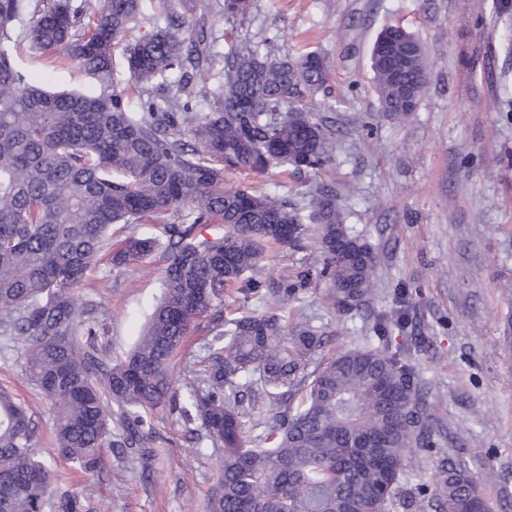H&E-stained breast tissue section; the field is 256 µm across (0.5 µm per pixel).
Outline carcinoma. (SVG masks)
<instances>
[{
	"label": "carcinoma",
	"instance_id": "cac0c4a2",
	"mask_svg": "<svg viewBox=\"0 0 512 512\" xmlns=\"http://www.w3.org/2000/svg\"><path fill=\"white\" fill-rule=\"evenodd\" d=\"M145 0H50L35 8L25 37L49 59L76 62L90 92H50L14 65L23 0H0V337L17 351L26 380L50 401L58 454L90 471L104 448H142L144 415L163 406L191 442L224 449L206 512H393L406 506L401 479L436 447L417 365L389 346L313 361L323 338L276 312L232 313L224 298L267 294L286 303L323 280L342 312L373 294V246L347 224L342 192L317 180L295 204L277 194L224 187L227 172L273 167L321 172L336 134L308 109L328 80L324 61L275 53L273 40L242 41L224 56V92L208 112L190 103L189 81L212 57L206 23L153 26L124 51L145 98L133 110L114 81L112 53L129 30L153 18ZM253 0H224L226 18ZM380 112L405 119L429 84L426 50L412 33L385 29L370 59ZM172 74L179 93L151 91ZM191 223L171 224L182 209ZM164 224L167 243L129 235L117 268L156 252L165 258L162 297L129 354L112 361L82 327L75 290L114 224ZM211 224V232H196ZM314 236V272L269 283L279 249ZM208 319L202 371L178 386L172 360ZM125 434L112 439L107 401ZM263 405L274 421L250 437L243 419ZM38 424L0 387V512H80L81 501L33 455ZM431 500L439 512H488L472 477L442 462Z\"/></svg>",
	"mask_w": 512,
	"mask_h": 512
}]
</instances>
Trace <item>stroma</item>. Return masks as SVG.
Wrapping results in <instances>:
<instances>
[{
    "instance_id": "obj_1",
    "label": "stroma",
    "mask_w": 512,
    "mask_h": 512,
    "mask_svg": "<svg viewBox=\"0 0 512 512\" xmlns=\"http://www.w3.org/2000/svg\"><path fill=\"white\" fill-rule=\"evenodd\" d=\"M398 25L425 45L430 72L417 112L382 116L369 57L378 32ZM512 12L481 23L474 0H254L246 18L217 19L213 57L195 76L193 104L207 111L223 83L231 44L274 38L279 54H319L329 94L312 111L333 121L336 155L321 175L344 192L349 223L378 254L375 292L344 313L324 283L298 299L236 294L232 308L278 310L324 333L318 354L378 345L377 315L407 304V326L390 324L392 350L415 359L440 430L424 467L403 481L406 495L434 489L440 458L453 457L478 481L490 512H512ZM14 61L30 84L84 92L93 78L76 65L50 67L19 39ZM309 176L271 169L260 177L226 174V187L274 192L301 202ZM102 252L75 297L83 321L112 360L123 359L162 292V254L130 268ZM38 422L35 456L69 489L81 512H204L222 449L192 448L177 412L159 408L147 448L104 449L98 467L78 472L56 452L49 401L0 354V385Z\"/></svg>"
}]
</instances>
